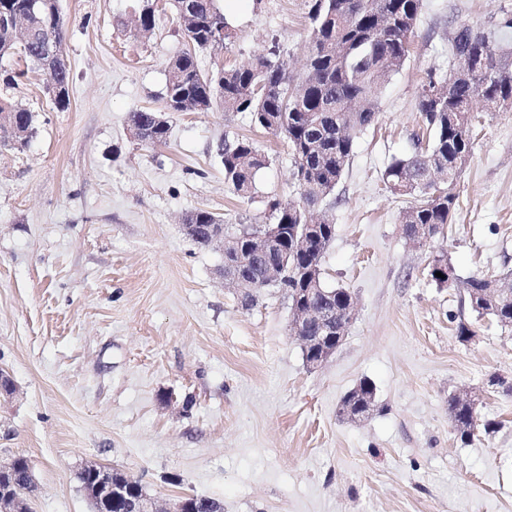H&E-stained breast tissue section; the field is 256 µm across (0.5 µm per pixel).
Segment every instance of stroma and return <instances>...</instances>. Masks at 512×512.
<instances>
[{
    "mask_svg": "<svg viewBox=\"0 0 512 512\" xmlns=\"http://www.w3.org/2000/svg\"><path fill=\"white\" fill-rule=\"evenodd\" d=\"M138 0H59L72 68L58 111L46 77L26 72L8 97L37 133L24 153H0V463L31 460L30 512H92L77 475L93 461L137 479L158 507L185 493L224 512H512V332L463 303L464 282L512 266V110L484 112L443 236L416 247L402 230L410 198L386 189L392 157L422 127L428 73L448 72L463 23L492 27L512 0H422L410 57L379 91L377 123L354 141L335 198L323 278L356 298L343 345L309 367L289 330L285 292L265 288L245 308L224 283V255L182 231L189 211L264 224L265 203L298 201L286 143L248 114L173 112L165 146L134 140L128 117L163 110L170 58L190 47L171 13L150 36L130 35ZM234 29L201 69L277 52L299 73L308 0H220ZM250 139L269 159L252 198L224 183L216 149ZM455 269L441 286L434 257ZM475 335L462 341L457 315ZM376 410L338 414L360 382ZM479 393L480 422L457 437L448 397Z\"/></svg>",
    "mask_w": 512,
    "mask_h": 512,
    "instance_id": "obj_1",
    "label": "stroma"
}]
</instances>
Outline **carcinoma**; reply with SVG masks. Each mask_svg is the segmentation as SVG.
<instances>
[{"label": "carcinoma", "instance_id": "obj_1", "mask_svg": "<svg viewBox=\"0 0 512 512\" xmlns=\"http://www.w3.org/2000/svg\"><path fill=\"white\" fill-rule=\"evenodd\" d=\"M176 18L192 49L170 59L167 65L165 104L170 112H241L251 116L253 124L283 138L293 158V180L300 201L284 204L278 199L266 202L268 217L281 225L283 237L291 239L303 231L313 237V253L294 257L288 265L294 273L282 289L305 307L316 308L332 301L336 308L347 304L348 295L341 288L329 287L322 276L308 272L311 264L321 265L334 227L329 219L317 227H307V213L334 191L349 164L355 138L371 127L379 113L378 87L399 72L410 55L411 37L417 25L422 0H311V47L304 70L292 76L282 62L261 56L254 62L231 69L217 68L204 73L199 68L196 51L224 48L233 37L219 0H171ZM32 0H0V59L18 55L32 68L45 63L42 46L50 41L63 43L64 20L58 0H37L36 17L26 40H20L7 19L31 13ZM156 8L152 0H141L133 35L155 28ZM469 27L454 39L449 48L451 59L462 58L478 76L475 84L437 80L427 74L419 97L418 112L423 135L416 136L415 148L406 156H394L382 175L393 194L409 196L415 203L402 214L401 223L420 224L442 232L449 224L456 197H441L431 203L420 200L429 186L428 179L447 171L451 162L459 163L460 174L471 156L473 129L478 118L474 99L509 95L484 72L497 65L512 67V49L498 46L496 57L486 55L484 41L474 39ZM56 80L46 92L59 109L69 106L70 68L59 59L53 65ZM20 128H34L31 112L0 96V115ZM130 124L141 128L142 144L158 147L167 143L168 126L152 110L130 113ZM218 155L224 167V183L238 196L250 198L255 177L266 167L268 157L248 139H224ZM190 221L206 228L197 246L204 248L207 229L224 219L206 210L191 212ZM234 260L247 273L257 277L262 263L245 251ZM491 281L472 276L464 282L463 303L481 317L503 330L512 331V307L500 305L488 293ZM310 288H323V294H310ZM448 416L461 441L469 443L478 430L489 432V425L478 424L477 407L448 397Z\"/></svg>", "mask_w": 512, "mask_h": 512}]
</instances>
